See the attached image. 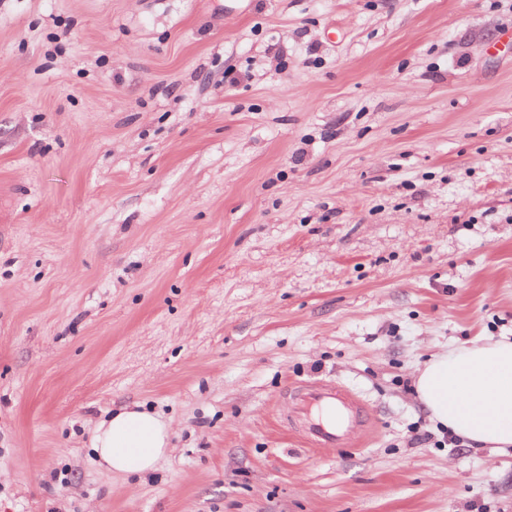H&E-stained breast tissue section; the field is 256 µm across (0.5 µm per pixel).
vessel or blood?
I'll return each mask as SVG.
<instances>
[{"mask_svg": "<svg viewBox=\"0 0 512 512\" xmlns=\"http://www.w3.org/2000/svg\"><path fill=\"white\" fill-rule=\"evenodd\" d=\"M288 399L300 434L314 447H343L354 432L366 429L359 404L340 387L311 383L291 389Z\"/></svg>", "mask_w": 512, "mask_h": 512, "instance_id": "b4317fda", "label": "vessel or blood"}]
</instances>
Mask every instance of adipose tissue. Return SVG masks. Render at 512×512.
Listing matches in <instances>:
<instances>
[{"mask_svg": "<svg viewBox=\"0 0 512 512\" xmlns=\"http://www.w3.org/2000/svg\"><path fill=\"white\" fill-rule=\"evenodd\" d=\"M415 392L430 419L470 444L512 447V339L478 337L430 356L415 375ZM170 446L168 424L140 405L100 422L92 448L106 468L143 476Z\"/></svg>", "mask_w": 512, "mask_h": 512, "instance_id": "adipose-tissue-1", "label": "adipose tissue"}]
</instances>
